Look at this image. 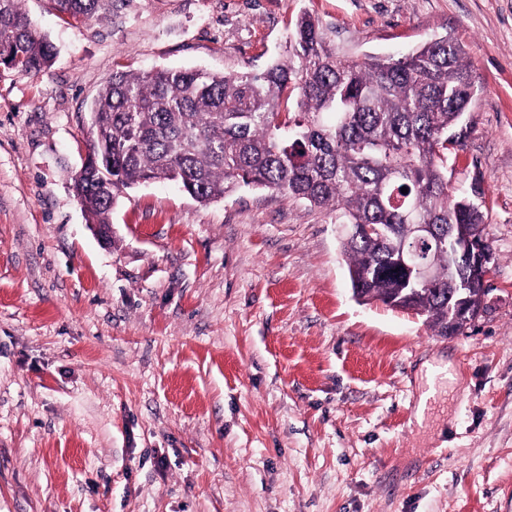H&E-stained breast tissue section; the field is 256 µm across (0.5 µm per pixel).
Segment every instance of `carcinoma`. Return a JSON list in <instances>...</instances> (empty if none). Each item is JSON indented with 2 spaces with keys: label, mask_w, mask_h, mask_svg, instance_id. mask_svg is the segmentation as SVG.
<instances>
[{
  "label": "carcinoma",
  "mask_w": 512,
  "mask_h": 512,
  "mask_svg": "<svg viewBox=\"0 0 512 512\" xmlns=\"http://www.w3.org/2000/svg\"><path fill=\"white\" fill-rule=\"evenodd\" d=\"M24 2L0 0V54L37 74L57 48ZM55 2L71 26L112 6ZM474 88L465 48L448 34L397 57L342 59L307 13L294 23L288 54L261 71L138 72L117 62L90 107L98 163L76 180L80 204L89 223L107 226L124 190L172 181L200 203L251 187L325 208L353 231L341 238L352 288L383 302L405 288L438 335H457L468 320L448 321V298L463 287L467 260L448 243L488 242L486 214L448 181V136ZM412 224L435 225L442 247L415 240ZM402 247L433 263L432 284L400 265Z\"/></svg>",
  "instance_id": "1"
}]
</instances>
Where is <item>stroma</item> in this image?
Returning <instances> with one entry per match:
<instances>
[{
    "instance_id": "obj_1",
    "label": "stroma",
    "mask_w": 512,
    "mask_h": 512,
    "mask_svg": "<svg viewBox=\"0 0 512 512\" xmlns=\"http://www.w3.org/2000/svg\"><path fill=\"white\" fill-rule=\"evenodd\" d=\"M0 67V512H512V0H113ZM343 57L451 34L478 91L448 151L479 189L485 313L455 336L353 295L331 214L266 190L72 185L89 109L132 69L262 70L301 13Z\"/></svg>"
}]
</instances>
